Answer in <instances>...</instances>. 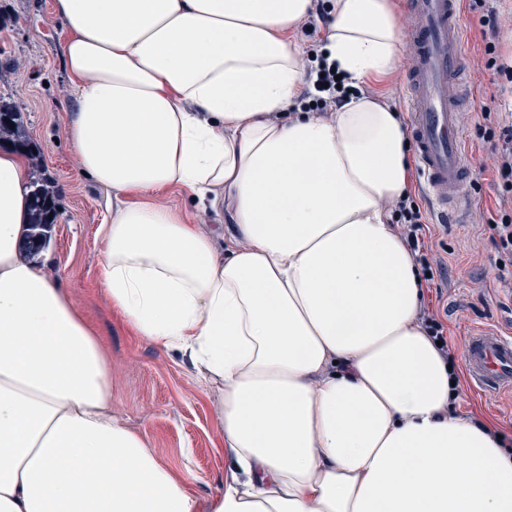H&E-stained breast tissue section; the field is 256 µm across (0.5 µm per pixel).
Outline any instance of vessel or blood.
Returning a JSON list of instances; mask_svg holds the SVG:
<instances>
[{"mask_svg":"<svg viewBox=\"0 0 512 512\" xmlns=\"http://www.w3.org/2000/svg\"><path fill=\"white\" fill-rule=\"evenodd\" d=\"M402 27L410 46L406 107L425 190L438 215L458 217L469 206L471 169L462 112L471 90L463 78L460 0H407ZM465 354L474 389L486 394L512 389V336L478 331Z\"/></svg>","mask_w":512,"mask_h":512,"instance_id":"b4317fda","label":"vessel or blood"}]
</instances>
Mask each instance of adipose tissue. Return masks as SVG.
Returning a JSON list of instances; mask_svg holds the SVG:
<instances>
[{"instance_id": "adipose-tissue-1", "label": "adipose tissue", "mask_w": 512, "mask_h": 512, "mask_svg": "<svg viewBox=\"0 0 512 512\" xmlns=\"http://www.w3.org/2000/svg\"><path fill=\"white\" fill-rule=\"evenodd\" d=\"M312 0H55L84 175L119 203L99 280L124 324L189 356L231 463L205 499L112 411L100 343L18 252L25 170L0 151V512H512V455L451 411L392 227L406 133L379 100L322 115L297 35ZM350 86L405 59L394 0H329ZM228 213L225 249L158 196Z\"/></svg>"}]
</instances>
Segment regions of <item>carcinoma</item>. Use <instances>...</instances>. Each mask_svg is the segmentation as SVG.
<instances>
[{"label":"carcinoma","instance_id":"1","mask_svg":"<svg viewBox=\"0 0 512 512\" xmlns=\"http://www.w3.org/2000/svg\"><path fill=\"white\" fill-rule=\"evenodd\" d=\"M5 141L22 155L29 157L32 173L29 183L31 209L28 229L20 245L27 258L37 256L52 237L57 218L58 190L54 180L39 162L36 149L29 138L22 112L11 98L0 94V142Z\"/></svg>","mask_w":512,"mask_h":512}]
</instances>
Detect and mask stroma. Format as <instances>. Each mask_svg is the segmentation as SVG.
<instances>
[{
  "instance_id": "35a3bbf8",
  "label": "stroma",
  "mask_w": 512,
  "mask_h": 512,
  "mask_svg": "<svg viewBox=\"0 0 512 512\" xmlns=\"http://www.w3.org/2000/svg\"><path fill=\"white\" fill-rule=\"evenodd\" d=\"M53 3L0 0V92L23 112L29 136L40 147L44 165L59 188L52 242L40 261L95 332L111 374L112 403L119 419L145 437L164 467L186 476L193 495L205 498L223 486L228 474L224 440L214 425V396L197 381L187 357L164 351L128 330L97 279L104 250L101 226L108 222L115 200L111 192L81 174L70 143L68 117L74 100L62 60L66 31ZM462 15L467 70L474 84V94L464 106L465 136L472 157L470 177L480 188L468 193L469 223L430 221L432 243L445 245L438 258L448 276L439 289L424 294L447 324L449 341L460 351L484 325L512 334V288L496 275L485 231L498 201L487 170L492 162L490 145L478 139L474 127L483 104L512 113V89H501L497 74L479 62L484 47L480 14L466 7ZM160 200L184 210L190 223L212 229L216 245H224L228 219L223 212L196 208L179 189L164 192ZM455 407L512 440L511 391L484 395L466 384Z\"/></svg>"
}]
</instances>
